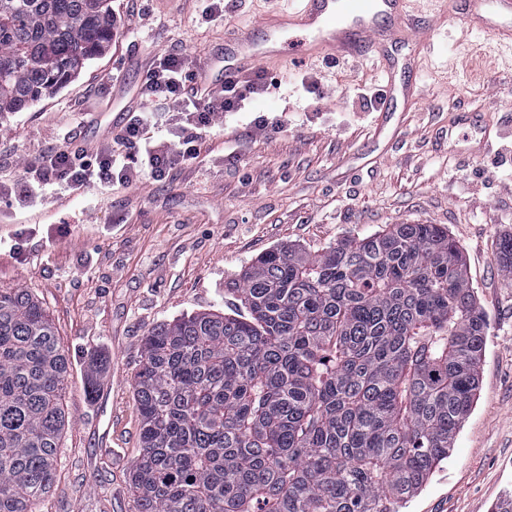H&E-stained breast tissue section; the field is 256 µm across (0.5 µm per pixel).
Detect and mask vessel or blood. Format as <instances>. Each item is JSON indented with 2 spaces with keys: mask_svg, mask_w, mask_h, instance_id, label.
Returning a JSON list of instances; mask_svg holds the SVG:
<instances>
[{
  "mask_svg": "<svg viewBox=\"0 0 512 512\" xmlns=\"http://www.w3.org/2000/svg\"><path fill=\"white\" fill-rule=\"evenodd\" d=\"M410 0H300L295 10L268 13L260 30L241 29L225 37L223 53L205 56L200 83L215 87L286 54L285 31L298 35L305 59H367L379 61L391 99L412 102L416 91L402 79L410 58H392L393 47L415 46L408 27ZM446 13H460L467 30L481 31L512 51V0H442Z\"/></svg>",
  "mask_w": 512,
  "mask_h": 512,
  "instance_id": "vessel-or-blood-1",
  "label": "vessel or blood"
}]
</instances>
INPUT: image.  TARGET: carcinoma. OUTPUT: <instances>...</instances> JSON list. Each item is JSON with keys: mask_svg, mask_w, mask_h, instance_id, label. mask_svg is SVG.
Segmentation results:
<instances>
[{"mask_svg": "<svg viewBox=\"0 0 512 512\" xmlns=\"http://www.w3.org/2000/svg\"><path fill=\"white\" fill-rule=\"evenodd\" d=\"M112 0H0V119L79 78ZM512 275V233L497 243ZM144 338L135 512H402L450 457L487 322L457 243L392 224L311 254L275 248ZM49 314L0 289V512H37L69 413Z\"/></svg>", "mask_w": 512, "mask_h": 512, "instance_id": "1", "label": "carcinoma"}]
</instances>
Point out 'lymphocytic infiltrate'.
I'll list each match as a JSON object with an SVG mask.
<instances>
[{
	"instance_id": "lymphocytic-infiltrate-1",
	"label": "lymphocytic infiltrate",
	"mask_w": 512,
	"mask_h": 512,
	"mask_svg": "<svg viewBox=\"0 0 512 512\" xmlns=\"http://www.w3.org/2000/svg\"><path fill=\"white\" fill-rule=\"evenodd\" d=\"M200 64L193 54L155 55L138 88L141 109L127 112L93 150L68 140L41 152L18 178L0 180V204L24 210L91 187H130L147 176L162 181L174 170L191 167L203 134L223 129L225 114L244 110L273 84L260 67L226 80L221 88L202 89L194 82Z\"/></svg>"
}]
</instances>
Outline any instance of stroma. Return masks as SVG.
<instances>
[{"mask_svg": "<svg viewBox=\"0 0 512 512\" xmlns=\"http://www.w3.org/2000/svg\"><path fill=\"white\" fill-rule=\"evenodd\" d=\"M195 0H112L119 35L80 77L0 121V178L19 176L64 134L102 140L132 109L139 57L160 50L205 54L229 29L195 20ZM410 23L432 30L411 74L420 99L395 110L348 112L346 97L319 101L289 77L207 136L189 174L31 210L0 208V288H24L54 324L70 369V414L56 481L38 512H135L129 471L139 453L134 375L152 327L199 311L228 312L224 284L266 252H318L390 224H436L456 241L485 309L488 333L477 401L447 464L406 512H491L512 492V277L497 261L512 232V160L467 150L491 131L512 140V56L485 33L458 45L455 26L412 0ZM282 115L272 139L248 138L253 111ZM475 113L467 140L449 142L456 112ZM21 239L14 252L11 242ZM103 365L87 394L88 357Z\"/></svg>", "mask_w": 512, "mask_h": 512, "instance_id": "obj_1", "label": "stroma"}]
</instances>
